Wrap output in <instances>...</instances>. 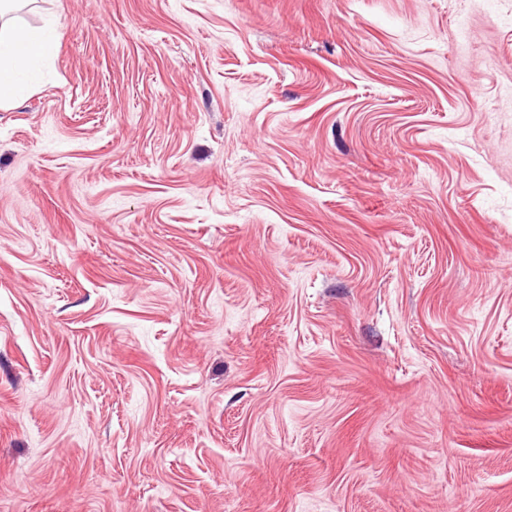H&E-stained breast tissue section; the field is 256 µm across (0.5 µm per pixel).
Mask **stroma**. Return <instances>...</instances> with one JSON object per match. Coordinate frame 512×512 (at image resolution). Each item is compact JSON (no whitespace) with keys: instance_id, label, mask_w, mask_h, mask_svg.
Returning <instances> with one entry per match:
<instances>
[{"instance_id":"obj_1","label":"stroma","mask_w":512,"mask_h":512,"mask_svg":"<svg viewBox=\"0 0 512 512\" xmlns=\"http://www.w3.org/2000/svg\"><path fill=\"white\" fill-rule=\"evenodd\" d=\"M0 108V512H512V0H36ZM59 40L52 20L36 28L0 23V106L3 100L28 96L40 85Z\"/></svg>"}]
</instances>
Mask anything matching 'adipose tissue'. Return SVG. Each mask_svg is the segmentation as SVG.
<instances>
[{"label": "adipose tissue", "mask_w": 512, "mask_h": 512, "mask_svg": "<svg viewBox=\"0 0 512 512\" xmlns=\"http://www.w3.org/2000/svg\"><path fill=\"white\" fill-rule=\"evenodd\" d=\"M59 40L50 20L36 28L0 23V101L24 98L40 85Z\"/></svg>", "instance_id": "adipose-tissue-1"}]
</instances>
